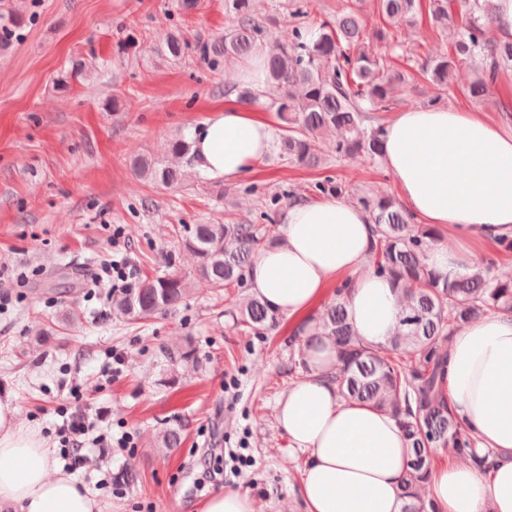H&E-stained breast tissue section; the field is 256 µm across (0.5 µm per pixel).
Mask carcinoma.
Segmentation results:
<instances>
[{"mask_svg": "<svg viewBox=\"0 0 512 512\" xmlns=\"http://www.w3.org/2000/svg\"><path fill=\"white\" fill-rule=\"evenodd\" d=\"M368 0H348L333 21L315 22L295 2L293 22L278 51L267 56V85L278 91L271 106L285 128L278 138L280 155L307 168L326 159L317 143L336 135V159L363 156L377 165L383 159L385 122L393 109V86L406 81L391 71L385 58L372 52L366 34ZM417 0H377V10L389 25L405 23ZM228 26L224 35L197 46L199 61L215 66L221 59H244L272 36L255 12L254 0H224ZM434 27L455 32L448 53L427 56L419 65L431 82L477 101L493 97L498 81L512 71V43L492 38L491 0L482 7L469 0H429ZM189 42L178 30L169 31L161 55L178 61ZM134 171L166 187L181 183L180 169L164 158L137 156ZM318 197H342L351 192L340 178L324 176L311 184ZM356 203L375 224L373 271L388 278L404 297L400 329L383 345L367 346L348 322L344 288L323 312L289 337L288 375L306 376L312 355L335 352L332 378L340 398L364 404L395 418L402 426L410 463L401 479L402 512H437L420 495L442 449L450 456L482 463L474 441L448 410L442 385L448 371V351L441 343L458 327L495 313H512V278L493 272L488 260L454 280L442 276L428 261L440 231L413 224L406 209L388 194L359 190ZM182 249L196 258L194 276L229 293L244 287L254 257L273 243L268 224L247 222L195 224L175 231ZM189 276L173 270L146 279L137 287L112 295V314L143 321L174 310L189 295ZM246 333L264 336L279 324L280 314L261 298H237L224 311Z\"/></svg>", "mask_w": 512, "mask_h": 512, "instance_id": "1", "label": "carcinoma"}]
</instances>
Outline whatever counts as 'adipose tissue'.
I'll list each match as a JSON object with an SVG mask.
<instances>
[{
    "instance_id": "ef3b65f1",
    "label": "adipose tissue",
    "mask_w": 512,
    "mask_h": 512,
    "mask_svg": "<svg viewBox=\"0 0 512 512\" xmlns=\"http://www.w3.org/2000/svg\"><path fill=\"white\" fill-rule=\"evenodd\" d=\"M271 127L237 107L215 111L196 130L198 170L237 179L269 152ZM385 167L421 223L443 229L430 264L456 278L485 260L484 246L512 238V130L476 112L445 106L398 112L387 126ZM374 226L357 205L336 198L291 204L278 241L250 270L253 293L288 317H302L337 283L347 288L348 320L361 341L385 343L399 325L402 295L366 270ZM332 353L278 402L290 447L307 455L300 494L305 512H401L409 452L399 423L375 408L342 401L327 375ZM448 407L492 451L490 469L447 460L427 486L438 512H512V315L493 314L450 337L443 383ZM0 512H103L99 501L62 472L43 438L0 400Z\"/></svg>"
}]
</instances>
